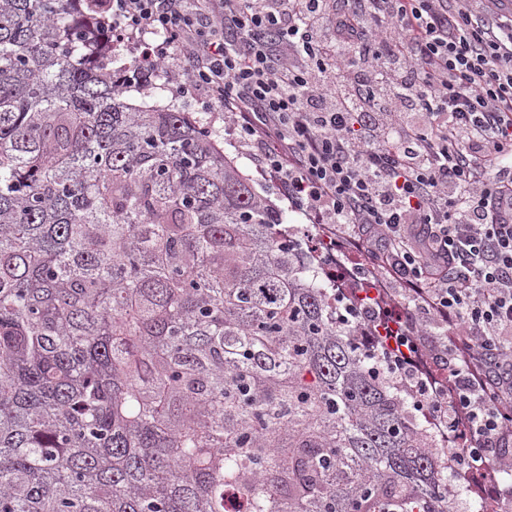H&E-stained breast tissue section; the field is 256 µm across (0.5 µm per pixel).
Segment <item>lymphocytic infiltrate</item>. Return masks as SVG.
<instances>
[{
  "instance_id": "f902f5d3",
  "label": "lymphocytic infiltrate",
  "mask_w": 512,
  "mask_h": 512,
  "mask_svg": "<svg viewBox=\"0 0 512 512\" xmlns=\"http://www.w3.org/2000/svg\"><path fill=\"white\" fill-rule=\"evenodd\" d=\"M112 44L179 61L289 206L400 287L350 315L458 467L512 446V10L502 0H107Z\"/></svg>"
}]
</instances>
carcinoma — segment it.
Masks as SVG:
<instances>
[{
    "label": "carcinoma",
    "mask_w": 512,
    "mask_h": 512,
    "mask_svg": "<svg viewBox=\"0 0 512 512\" xmlns=\"http://www.w3.org/2000/svg\"><path fill=\"white\" fill-rule=\"evenodd\" d=\"M100 0H0V512H454L457 473Z\"/></svg>",
    "instance_id": "cac0c4a2"
}]
</instances>
